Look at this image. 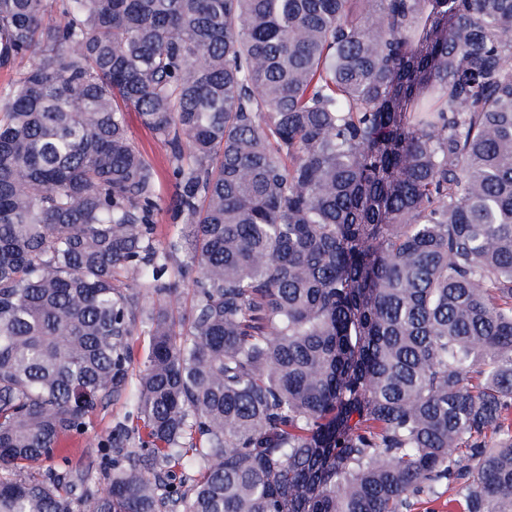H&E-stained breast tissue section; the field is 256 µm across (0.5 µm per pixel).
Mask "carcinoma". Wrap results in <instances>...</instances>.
<instances>
[{
  "mask_svg": "<svg viewBox=\"0 0 512 512\" xmlns=\"http://www.w3.org/2000/svg\"><path fill=\"white\" fill-rule=\"evenodd\" d=\"M25 56L0 512H512V0H0ZM121 398L99 495L67 441ZM128 120L133 140L157 164L159 170L161 201L160 210L154 215V236L159 243H165L180 227L173 218L176 188L174 179L166 170V148L140 125L134 112H129ZM439 494L434 496L422 495L414 500L415 505L411 512H448V497L452 496V491H448L445 486L442 487Z\"/></svg>",
  "mask_w": 512,
  "mask_h": 512,
  "instance_id": "carcinoma-1",
  "label": "carcinoma"
}]
</instances>
